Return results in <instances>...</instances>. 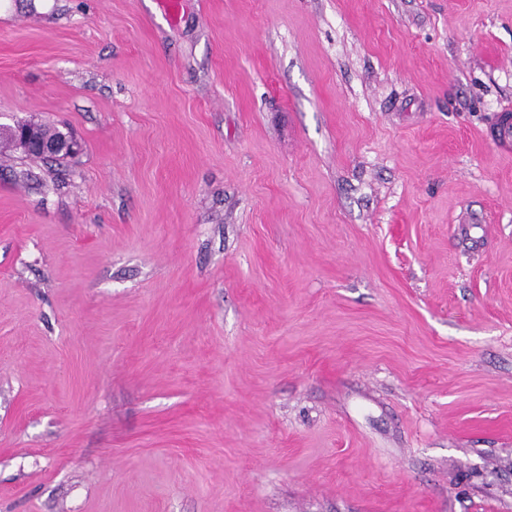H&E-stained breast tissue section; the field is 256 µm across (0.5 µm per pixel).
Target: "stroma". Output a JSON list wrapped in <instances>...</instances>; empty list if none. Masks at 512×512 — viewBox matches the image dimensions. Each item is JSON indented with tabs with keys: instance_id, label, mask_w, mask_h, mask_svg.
I'll list each match as a JSON object with an SVG mask.
<instances>
[{
	"instance_id": "35a3bbf8",
	"label": "stroma",
	"mask_w": 512,
	"mask_h": 512,
	"mask_svg": "<svg viewBox=\"0 0 512 512\" xmlns=\"http://www.w3.org/2000/svg\"><path fill=\"white\" fill-rule=\"evenodd\" d=\"M512 0H0V512H512ZM38 137L42 140L49 141L58 139L63 132L45 124H41L38 127ZM8 140L16 150L22 152H30L32 149H41L43 154L54 155L59 152L74 153L78 149V144L72 139L70 135H64L59 141L55 143H43L41 142L36 134V126L30 122L17 123L13 128L7 130ZM69 153H62L54 158L47 159L40 156L38 153H27L26 155L35 158H43L46 160H57L60 155H68Z\"/></svg>"
}]
</instances>
